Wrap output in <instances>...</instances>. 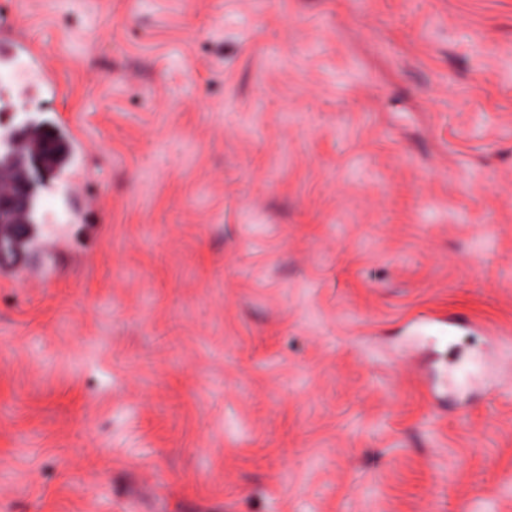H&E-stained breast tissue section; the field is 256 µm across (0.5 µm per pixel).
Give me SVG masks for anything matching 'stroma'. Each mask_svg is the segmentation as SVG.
I'll list each match as a JSON object with an SVG mask.
<instances>
[{
  "label": "stroma",
  "instance_id": "1",
  "mask_svg": "<svg viewBox=\"0 0 512 512\" xmlns=\"http://www.w3.org/2000/svg\"><path fill=\"white\" fill-rule=\"evenodd\" d=\"M82 138L0 257V512H512V0H0Z\"/></svg>",
  "mask_w": 512,
  "mask_h": 512
}]
</instances>
